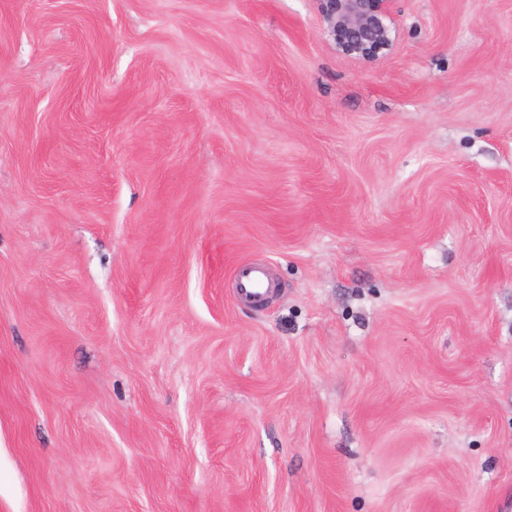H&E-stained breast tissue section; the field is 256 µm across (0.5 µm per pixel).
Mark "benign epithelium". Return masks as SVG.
<instances>
[{
    "label": "benign epithelium",
    "mask_w": 512,
    "mask_h": 512,
    "mask_svg": "<svg viewBox=\"0 0 512 512\" xmlns=\"http://www.w3.org/2000/svg\"><path fill=\"white\" fill-rule=\"evenodd\" d=\"M392 0H319L336 49L348 56L373 60L392 46Z\"/></svg>",
    "instance_id": "7a95c632"
}]
</instances>
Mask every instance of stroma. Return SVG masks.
Here are the masks:
<instances>
[{
    "label": "stroma",
    "mask_w": 512,
    "mask_h": 512,
    "mask_svg": "<svg viewBox=\"0 0 512 512\" xmlns=\"http://www.w3.org/2000/svg\"><path fill=\"white\" fill-rule=\"evenodd\" d=\"M391 8L0 0V512H512V0ZM393 0H319L336 49L348 56L373 60L392 46L390 4ZM237 274L245 286V288H242L245 295L263 296L268 290L265 273L262 269L242 266Z\"/></svg>",
    "instance_id": "35a3bbf8"
}]
</instances>
